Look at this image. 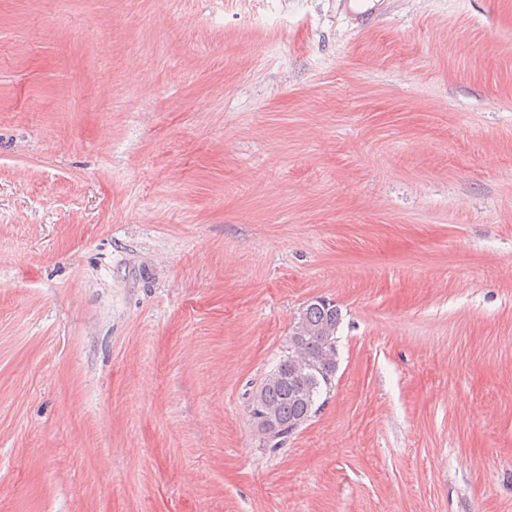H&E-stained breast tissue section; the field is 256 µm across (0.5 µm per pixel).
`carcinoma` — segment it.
<instances>
[{
    "instance_id": "1",
    "label": "carcinoma",
    "mask_w": 512,
    "mask_h": 512,
    "mask_svg": "<svg viewBox=\"0 0 512 512\" xmlns=\"http://www.w3.org/2000/svg\"><path fill=\"white\" fill-rule=\"evenodd\" d=\"M340 320L336 304L323 298L311 301L298 314L290 343L297 364L306 368L305 376H292L285 356L265 377L251 401L252 419L275 427L274 439L266 441V446L281 447L288 440L290 427L310 421L321 410L320 399L330 392V381L336 375V365L323 358L325 344L336 337Z\"/></svg>"
}]
</instances>
